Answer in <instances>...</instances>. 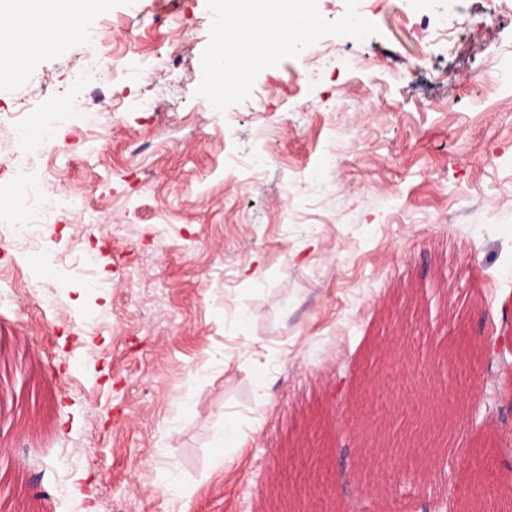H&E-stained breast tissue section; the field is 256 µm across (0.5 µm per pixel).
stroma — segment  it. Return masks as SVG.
I'll return each mask as SVG.
<instances>
[{
    "instance_id": "obj_1",
    "label": "stroma",
    "mask_w": 512,
    "mask_h": 512,
    "mask_svg": "<svg viewBox=\"0 0 512 512\" xmlns=\"http://www.w3.org/2000/svg\"><path fill=\"white\" fill-rule=\"evenodd\" d=\"M359 12L377 35L283 59L222 113L189 93L207 0L88 7L95 43L0 85V113L102 114L57 132L58 188L95 206L46 240L92 250L95 279L0 261V512H283L292 491L317 512H458L480 463L512 478V353L456 354L512 335V0ZM131 51L135 79L80 81ZM32 277L55 307L28 308ZM381 345L448 363L390 366L357 400ZM418 403L446 454L365 476L353 420ZM227 420L243 441L217 468Z\"/></svg>"
}]
</instances>
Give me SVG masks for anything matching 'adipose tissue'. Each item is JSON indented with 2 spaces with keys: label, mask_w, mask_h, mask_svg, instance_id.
I'll return each mask as SVG.
<instances>
[{
  "label": "adipose tissue",
  "mask_w": 512,
  "mask_h": 512,
  "mask_svg": "<svg viewBox=\"0 0 512 512\" xmlns=\"http://www.w3.org/2000/svg\"><path fill=\"white\" fill-rule=\"evenodd\" d=\"M82 0H0V82L22 74L28 62L52 46L55 18L77 22Z\"/></svg>",
  "instance_id": "adipose-tissue-1"
}]
</instances>
